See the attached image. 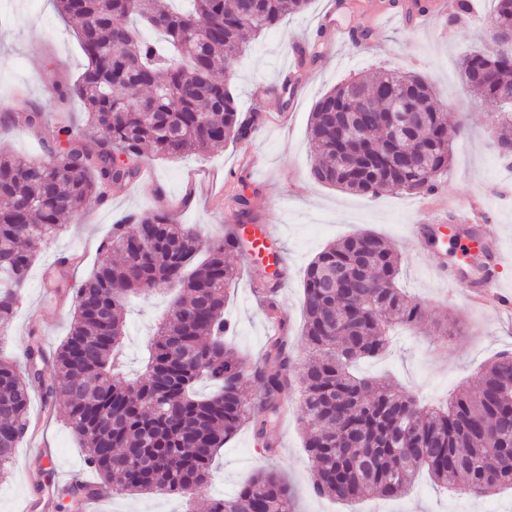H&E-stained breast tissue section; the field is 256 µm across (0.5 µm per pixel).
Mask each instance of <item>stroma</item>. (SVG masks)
Here are the masks:
<instances>
[{
	"label": "stroma",
	"instance_id": "35a3bbf8",
	"mask_svg": "<svg viewBox=\"0 0 512 512\" xmlns=\"http://www.w3.org/2000/svg\"><path fill=\"white\" fill-rule=\"evenodd\" d=\"M328 2L313 0L306 13L284 19L236 61L230 87L242 117L256 119L250 139L230 140L172 161L143 158L144 178L113 189L107 200L81 211L60 237L41 248L19 296V313L7 336L0 338V357L24 368V352L35 338L46 354H53L69 332L75 288L108 258L103 244L115 221L131 211L158 209L167 210L177 223L204 239L221 237L239 224L249 230L274 227L275 234L260 255L250 258L242 249L233 254L239 275L229 288L224 313L232 326L229 340L248 365H255L263 354L271 320L284 324L296 361L304 360V270L327 244L360 230L393 243L401 261L398 283L424 310L418 328L399 332L384 356L360 364L361 372L392 379L425 402L439 403L460 388L475 386L498 353L512 352V313L470 305L462 294L450 292L434 271L435 266L456 263L446 228L452 202L469 203V225L488 219L500 224L501 246L512 252V167L497 152L500 116L458 77L460 57L490 45L486 34L494 0H473L471 16L440 10L438 0H426L429 10L412 28L400 20L403 6L412 0H397L393 7L387 0H346L337 22L354 30L370 29L372 43L337 45L329 59L324 56ZM299 41L308 42L317 58L307 63L298 101L290 107L280 77L282 71L296 68L293 46ZM86 64L75 25L60 16L54 0H0V113L13 116L11 124L0 125V148L20 161L45 154L39 131L24 121L19 107L23 101L43 107L53 121L68 127L82 124L80 101L59 103L55 87L74 82ZM383 68L427 76L449 106V123L465 126L440 178L441 194L359 196L318 183L311 175L308 131L316 102L338 84ZM212 169L226 173L222 191H211L204 181ZM239 187L250 199V212L238 223L230 197ZM414 224L440 227L438 238L427 240L420 256L409 239ZM67 258L72 265L66 285L49 288L47 270ZM275 258L283 276L276 297L278 312L271 315L262 308L255 288L259 269ZM165 308V297L157 295L131 304L126 311L129 377L142 374L147 339ZM282 402L289 414L274 433L275 454L264 451L250 427H242L220 452L211 494L232 497L252 473L273 467L293 491L295 512H512L511 489L477 498L458 496L436 486L424 473L397 498L342 503L318 496L298 421V386H288ZM29 414L32 439L49 448L57 468L49 470L33 448L20 445L8 477L0 480V512H22L28 498L41 492L56 494L68 473L84 466V452L66 423L63 400L47 406L40 391H33ZM187 508L183 498L153 494L114 495L92 506L93 512H186Z\"/></svg>",
	"mask_w": 512,
	"mask_h": 512
}]
</instances>
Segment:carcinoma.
I'll use <instances>...</instances> for the list:
<instances>
[{"label": "carcinoma", "instance_id": "obj_1", "mask_svg": "<svg viewBox=\"0 0 512 512\" xmlns=\"http://www.w3.org/2000/svg\"><path fill=\"white\" fill-rule=\"evenodd\" d=\"M77 26L88 65L59 100L83 103L90 148L81 133L46 123L27 110L29 126L46 134L48 158L14 161L0 150V339L15 318L19 294L40 248L76 213L133 183L149 151L178 158L228 139L250 138L236 97L219 73L260 35L311 0H189L175 13L170 0H55ZM136 17L162 33L169 54L125 23ZM491 28L512 29V0H496ZM464 83L502 113L498 144L512 157V52L477 50L461 61ZM417 113L414 129L396 134L402 106ZM355 119L362 143L341 144L339 129ZM447 108L427 79L383 69L323 95L309 128L313 177L355 195L407 191L428 194L448 169L453 139ZM242 245L230 232L202 241L162 213H131L103 244L120 261L98 265L75 290L73 322L48 358L27 347L25 370L0 360V480L29 427L31 387L44 400L67 403L66 423L79 438L85 463L114 494L207 495L216 458L240 427L250 425L263 447L282 419L281 393L301 389L304 448L317 494L349 501L405 494L419 472L448 492L481 496L512 487V353L498 355L474 389L445 405L424 407L388 380L359 376L352 366L383 354L398 326L422 311L397 286L400 261L387 241L360 232L327 246L303 279L302 340L297 362L282 336L269 337L249 390L245 361L224 341L226 290L238 269L228 256ZM175 289L168 313L148 340L143 374L124 373L127 300ZM260 297L277 311L278 272L260 281ZM209 512H292L288 482L274 469L248 477L229 499L210 498Z\"/></svg>", "mask_w": 512, "mask_h": 512}]
</instances>
